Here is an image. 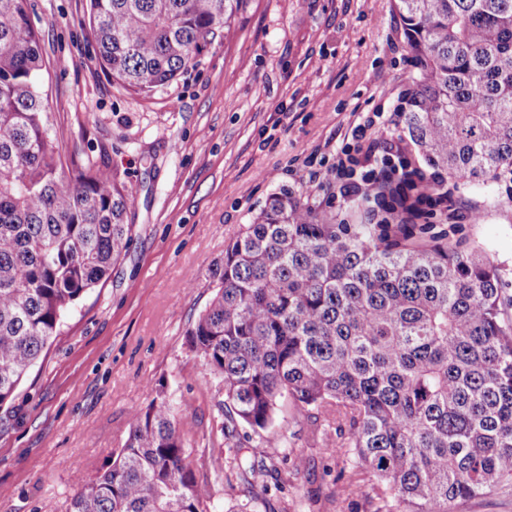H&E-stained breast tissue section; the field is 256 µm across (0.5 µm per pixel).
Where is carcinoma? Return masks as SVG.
I'll return each mask as SVG.
<instances>
[{
  "label": "carcinoma",
  "instance_id": "cac0c4a2",
  "mask_svg": "<svg viewBox=\"0 0 512 512\" xmlns=\"http://www.w3.org/2000/svg\"><path fill=\"white\" fill-rule=\"evenodd\" d=\"M246 0H90L96 61L138 93L169 85ZM416 64L400 112L426 165L457 182L512 175V0H396ZM40 33L0 0V405L65 315L126 255L135 194L116 171L57 159ZM427 224H335L291 189L269 197L212 269L187 331L221 378L216 433L263 446L278 404L323 417L391 512L512 485V319L479 247ZM164 384L129 415L124 446L69 512H222ZM338 430L332 440L329 431Z\"/></svg>",
  "mask_w": 512,
  "mask_h": 512
}]
</instances>
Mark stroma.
<instances>
[{
  "mask_svg": "<svg viewBox=\"0 0 512 512\" xmlns=\"http://www.w3.org/2000/svg\"><path fill=\"white\" fill-rule=\"evenodd\" d=\"M87 7L29 0L49 140L62 161L77 150L118 171L136 196V236L0 406V512H67L79 481L97 478L124 446L131 408L161 381L189 447L219 465L260 447L246 427L226 445L210 436L222 383L186 331L211 299V265L284 188L310 193L337 223H374L371 203L341 198L335 168L357 115L394 112L414 71L394 0H247L177 81L137 94L97 65ZM453 192L458 217L435 209L429 223L488 248L511 298L512 180ZM271 430L280 445L254 457L256 475L216 485L226 512L247 501L253 512H376L369 481H346L351 453L321 447L308 412L283 402Z\"/></svg>",
  "mask_w": 512,
  "mask_h": 512,
  "instance_id": "1",
  "label": "stroma"
}]
</instances>
